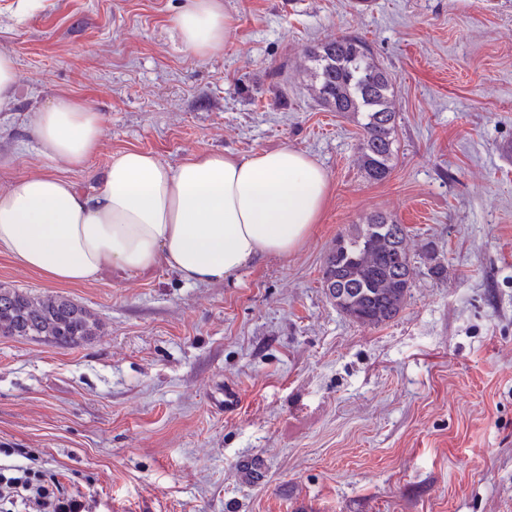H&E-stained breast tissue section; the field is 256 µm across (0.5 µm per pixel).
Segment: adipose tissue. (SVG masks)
I'll list each match as a JSON object with an SVG mask.
<instances>
[{
	"label": "adipose tissue",
	"mask_w": 512,
	"mask_h": 512,
	"mask_svg": "<svg viewBox=\"0 0 512 512\" xmlns=\"http://www.w3.org/2000/svg\"><path fill=\"white\" fill-rule=\"evenodd\" d=\"M173 23L192 55L223 52V0H183ZM32 134L46 171L0 190V251L59 285L159 265L192 285L223 280L261 257L297 251L330 193L325 169L288 146L200 152L176 167L124 150L89 193L48 168L85 163L104 134L101 114L59 95L40 109Z\"/></svg>",
	"instance_id": "adipose-tissue-1"
}]
</instances>
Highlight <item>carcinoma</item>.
<instances>
[{"instance_id": "obj_1", "label": "carcinoma", "mask_w": 512, "mask_h": 512, "mask_svg": "<svg viewBox=\"0 0 512 512\" xmlns=\"http://www.w3.org/2000/svg\"><path fill=\"white\" fill-rule=\"evenodd\" d=\"M317 99L333 112L361 115L358 161L366 178L383 181L392 170L396 129L388 71L368 45L344 35L306 50ZM407 228L383 214L353 224L336 237L322 272L326 295L347 319L378 327L395 319L414 284ZM99 322L60 295L32 296L0 284V336H21L69 348L97 335Z\"/></svg>"}]
</instances>
